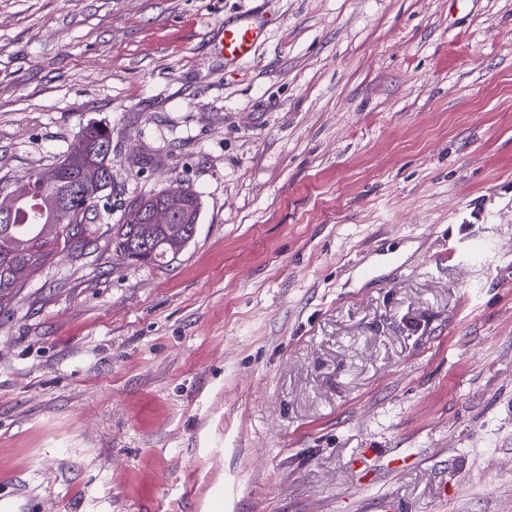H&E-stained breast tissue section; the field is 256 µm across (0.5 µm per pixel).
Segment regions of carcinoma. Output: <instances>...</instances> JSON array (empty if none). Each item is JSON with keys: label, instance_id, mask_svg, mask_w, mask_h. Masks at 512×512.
Listing matches in <instances>:
<instances>
[{"label": "carcinoma", "instance_id": "obj_1", "mask_svg": "<svg viewBox=\"0 0 512 512\" xmlns=\"http://www.w3.org/2000/svg\"><path fill=\"white\" fill-rule=\"evenodd\" d=\"M81 136L87 143L85 151L64 156L49 170L53 178L37 188L29 179L13 188L17 206L8 221L0 219V243L6 244V250L0 249V305L15 297L53 255L89 243L87 214L97 209L112 183V158L103 151L112 139L108 129L97 124L86 125ZM165 194L162 190L131 205L113 235L112 245L133 262L164 264L194 237L202 210L200 197L184 189L179 206L160 215L152 202ZM62 209L70 211L75 221L62 225L56 236H47V226L56 223Z\"/></svg>", "mask_w": 512, "mask_h": 512}]
</instances>
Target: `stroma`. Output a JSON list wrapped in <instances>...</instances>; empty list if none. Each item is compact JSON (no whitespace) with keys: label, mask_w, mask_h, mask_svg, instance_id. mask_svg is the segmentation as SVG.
Here are the masks:
<instances>
[{"label":"stroma","mask_w":512,"mask_h":512,"mask_svg":"<svg viewBox=\"0 0 512 512\" xmlns=\"http://www.w3.org/2000/svg\"><path fill=\"white\" fill-rule=\"evenodd\" d=\"M92 122L91 243L0 310V512H512V0H0V187ZM169 188L193 240L127 261ZM264 20L246 17L239 22L224 26L218 49L225 61H242L251 56L257 44ZM168 192L159 191L129 207L112 238L116 251L136 263L159 265L187 247L195 235L201 199L187 189L181 190L179 206L160 215L152 208V202Z\"/></svg>","instance_id":"obj_1"}]
</instances>
